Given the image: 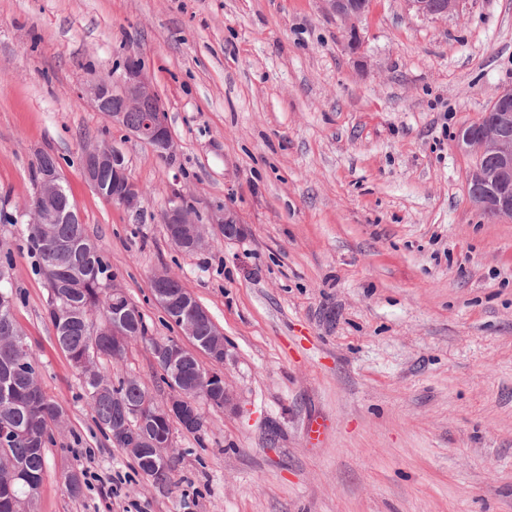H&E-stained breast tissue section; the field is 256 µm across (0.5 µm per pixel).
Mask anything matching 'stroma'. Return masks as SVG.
Wrapping results in <instances>:
<instances>
[{
  "instance_id": "stroma-1",
  "label": "stroma",
  "mask_w": 512,
  "mask_h": 512,
  "mask_svg": "<svg viewBox=\"0 0 512 512\" xmlns=\"http://www.w3.org/2000/svg\"><path fill=\"white\" fill-rule=\"evenodd\" d=\"M359 51L322 0H0V201L22 207L54 155L85 228L150 336H177L149 288L167 269L224 331L235 409L175 429L167 484L99 430L57 348L47 284L0 224L15 319L66 410L27 512H512V220L471 205L455 146L512 86V0L426 18L374 0ZM179 144L162 160L82 97L130 56ZM120 149L141 213L85 183L84 144ZM229 206L247 233L195 253L160 215ZM172 395L149 345L100 362ZM320 423L322 436L308 435ZM120 476L65 489L69 471Z\"/></svg>"
}]
</instances>
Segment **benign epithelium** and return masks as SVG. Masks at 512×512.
I'll return each instance as SVG.
<instances>
[{
    "label": "benign epithelium",
    "instance_id": "1",
    "mask_svg": "<svg viewBox=\"0 0 512 512\" xmlns=\"http://www.w3.org/2000/svg\"><path fill=\"white\" fill-rule=\"evenodd\" d=\"M326 12L347 23L366 15L372 0H323ZM408 9L422 17H446L456 10L458 0H405ZM84 92L94 108L112 119V123L123 126L134 138L149 146L162 159L173 160L178 145L174 140L164 103L154 85L146 75L141 61L129 57L124 70L116 81L101 77L91 78L85 85ZM142 112L144 117L138 124H131L128 113ZM457 148L474 157V163L467 176L470 201L496 218L512 219V87L500 92L488 111L481 118L461 128L456 137ZM112 167V173L121 186L113 200L131 212H139L142 189L130 181L126 174L125 157L115 146L108 144H90L83 148L82 168L87 184L99 196H104L97 179V171ZM37 190L40 194L54 196L63 192L62 176L59 163L48 160L41 168ZM10 217L14 220L36 224H53L57 213L42 212L32 206L28 200L21 210L10 212L7 204L0 205V220ZM209 221L212 228L224 239H238L244 234V226L239 224L236 212L227 206L215 209ZM162 223L169 225L165 229L171 243L180 250L203 249L207 241L204 225L198 223V216L193 208L174 197L170 200L162 215ZM150 293L157 306L178 328L179 334L188 339L190 346L173 340L159 348V361L162 374L172 384L173 396L156 412L181 409L190 404L192 396L200 389L219 387L223 390L222 410L235 406V395L223 376L217 372L205 371L191 385L178 387L174 378L179 375L181 361L198 352H204L215 361H222L228 354V345L224 333L212 322L208 310L200 305L190 309V303L181 283L168 271L161 270L151 277ZM126 308L112 315V335L123 346H128L134 338L126 336L121 324ZM204 321L211 322L210 333L199 335L198 326ZM112 439L122 440V444L132 455L141 456L151 452L158 456H167V450L148 446L147 439L141 432L123 422L112 423Z\"/></svg>",
    "mask_w": 512,
    "mask_h": 512
}]
</instances>
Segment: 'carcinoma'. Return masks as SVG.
Masks as SVG:
<instances>
[{
	"mask_svg": "<svg viewBox=\"0 0 512 512\" xmlns=\"http://www.w3.org/2000/svg\"><path fill=\"white\" fill-rule=\"evenodd\" d=\"M26 248L53 294L46 313L56 342L79 371L82 385L101 432L112 438V420L149 403L150 395L139 380L128 378L112 384L97 369V362L112 360V333L102 328L112 323V306L125 298H112V269L102 248L88 235L85 225L27 224ZM37 367L26 337L15 318L0 314V427L23 430L19 438L0 441V472L10 468L16 478H0V512H22V504L37 494L45 474L46 448L53 443L54 429L65 420L63 405L36 386ZM190 433L198 427L185 425L182 415L162 413L150 418L145 430L159 445L172 437L174 424ZM138 470L153 478L165 470L167 483L173 461L145 454L136 459Z\"/></svg>",
	"mask_w": 512,
	"mask_h": 512,
	"instance_id": "cac0c4a2",
	"label": "carcinoma"
}]
</instances>
